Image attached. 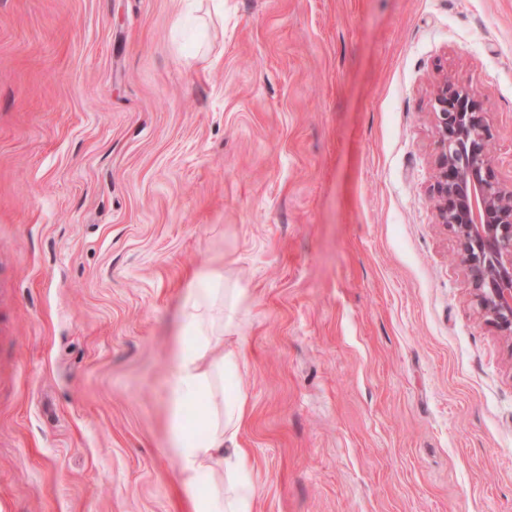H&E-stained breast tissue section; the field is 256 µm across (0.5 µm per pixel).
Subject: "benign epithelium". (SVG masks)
I'll return each mask as SVG.
<instances>
[{
	"mask_svg": "<svg viewBox=\"0 0 512 512\" xmlns=\"http://www.w3.org/2000/svg\"><path fill=\"white\" fill-rule=\"evenodd\" d=\"M433 200L458 243L481 313L512 335V182L491 170L490 115L471 86L449 76L433 88Z\"/></svg>",
	"mask_w": 512,
	"mask_h": 512,
	"instance_id": "benign-epithelium-1",
	"label": "benign epithelium"
}]
</instances>
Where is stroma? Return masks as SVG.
Segmentation results:
<instances>
[{
	"mask_svg": "<svg viewBox=\"0 0 512 512\" xmlns=\"http://www.w3.org/2000/svg\"><path fill=\"white\" fill-rule=\"evenodd\" d=\"M0 0V512H191L192 275L248 289L253 512H512V335L433 201L467 79L512 180V0Z\"/></svg>",
	"mask_w": 512,
	"mask_h": 512,
	"instance_id": "obj_1",
	"label": "stroma"
}]
</instances>
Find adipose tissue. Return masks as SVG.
<instances>
[{
	"label": "adipose tissue",
	"instance_id": "adipose-tissue-1",
	"mask_svg": "<svg viewBox=\"0 0 512 512\" xmlns=\"http://www.w3.org/2000/svg\"><path fill=\"white\" fill-rule=\"evenodd\" d=\"M245 302V289L225 287L220 268L213 267L194 276L181 305L182 326L171 353L169 446L180 460V478L193 512H252L249 454L235 445L246 418V399L216 383L234 355L228 352L211 366L203 364L215 334L237 333ZM218 306L226 310L220 324L211 317ZM189 402L200 404L205 414V430L198 438L181 416ZM214 463L223 465L228 488L214 485Z\"/></svg>",
	"mask_w": 512,
	"mask_h": 512
}]
</instances>
